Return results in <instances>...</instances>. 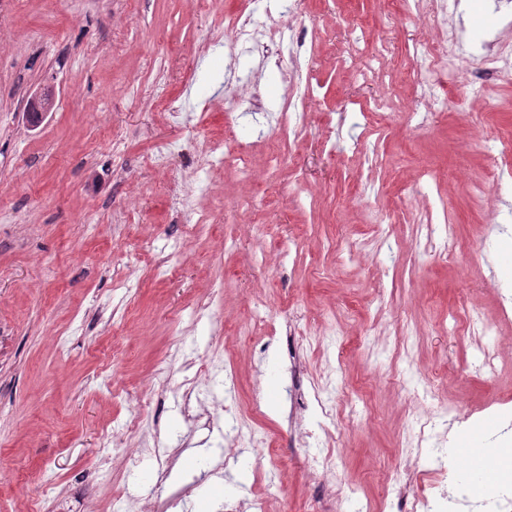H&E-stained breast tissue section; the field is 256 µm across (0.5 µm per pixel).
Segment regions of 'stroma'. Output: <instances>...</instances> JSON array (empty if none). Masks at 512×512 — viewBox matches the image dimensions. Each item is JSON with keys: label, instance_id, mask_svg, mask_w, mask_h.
I'll list each match as a JSON object with an SVG mask.
<instances>
[{"label": "stroma", "instance_id": "obj_1", "mask_svg": "<svg viewBox=\"0 0 512 512\" xmlns=\"http://www.w3.org/2000/svg\"><path fill=\"white\" fill-rule=\"evenodd\" d=\"M239 0H0V512H53L82 490L99 512H130L128 495L168 497L176 512H211L213 502L261 499L267 512H323L311 486L334 450L339 472L370 512H392L385 494L402 485L403 443L420 410L414 393L447 379L435 407L464 405L445 463L425 450L419 485L462 478L473 454L504 467L493 437L511 419L512 320L498 286L512 288V184L493 203L470 186L512 158V81L487 101L448 89L452 106L414 115L438 90L420 82L408 55L441 32L429 18L400 13L392 0H251L263 27L317 33L310 65L315 100L292 120L303 135L287 163L266 152L288 90V42L262 53L208 49L216 14ZM457 65L475 70L485 40L512 41L494 0H460ZM381 51L379 68L357 77L348 40ZM56 90L53 112L30 127L26 107ZM177 100L181 123L156 106ZM388 102L375 124L365 114ZM481 113L472 125L467 113ZM232 128L254 143L255 178L239 182L232 161L199 169L192 153L165 167L147 157L165 142L220 138ZM208 181L228 207L196 235L171 209L166 189ZM457 249L438 255L445 226ZM137 286L125 290L123 275ZM224 283V329L189 323ZM495 322L505 340L499 378L481 368L490 346L466 330L464 308ZM313 339L295 351L286 327ZM332 382L328 421L314 404L288 421L290 361ZM170 368L164 387L152 380ZM203 373L200 401L184 404L182 384ZM142 394L134 408L128 395ZM272 435L275 455L237 449L224 405ZM139 426L123 427L130 418ZM121 434L114 447L104 437ZM175 460L166 481L147 456L155 441ZM144 449L123 465L126 449ZM42 485L25 487L23 471Z\"/></svg>", "mask_w": 512, "mask_h": 512}]
</instances>
